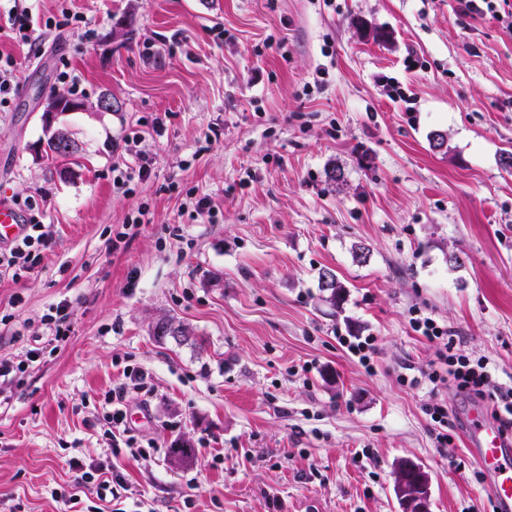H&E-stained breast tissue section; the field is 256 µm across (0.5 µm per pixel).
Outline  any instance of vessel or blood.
Instances as JSON below:
<instances>
[{
  "mask_svg": "<svg viewBox=\"0 0 512 512\" xmlns=\"http://www.w3.org/2000/svg\"><path fill=\"white\" fill-rule=\"evenodd\" d=\"M26 220L25 212L0 202V245L16 239ZM466 443L486 474L497 512H512V441L502 436L497 423L481 406H473L468 413Z\"/></svg>",
  "mask_w": 512,
  "mask_h": 512,
  "instance_id": "obj_1",
  "label": "vessel or blood"
}]
</instances>
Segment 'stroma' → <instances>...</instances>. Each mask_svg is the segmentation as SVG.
I'll return each mask as SVG.
<instances>
[{
	"mask_svg": "<svg viewBox=\"0 0 512 512\" xmlns=\"http://www.w3.org/2000/svg\"><path fill=\"white\" fill-rule=\"evenodd\" d=\"M15 6L38 28L80 20L33 54ZM0 51L18 77L0 201L32 203L52 235L28 277L0 275V356L25 358L50 305L73 311L0 406V512H61L51 492L77 450L123 475L121 512H401L402 458L426 467L430 512L486 501L462 427L438 445L422 411L462 418L470 401L402 374L435 357L419 308L512 378V36L496 20L461 0H0ZM105 94L113 109H95ZM55 95L79 107L48 123ZM51 127L74 156L46 158ZM324 268L342 309L322 299ZM163 317L187 341L157 340ZM350 334L374 337L371 367L340 346ZM127 364L152 376L134 429L157 448L112 456L84 421ZM183 439L191 454L172 458Z\"/></svg>",
	"mask_w": 512,
	"mask_h": 512,
	"instance_id": "stroma-1",
	"label": "stroma"
}]
</instances>
